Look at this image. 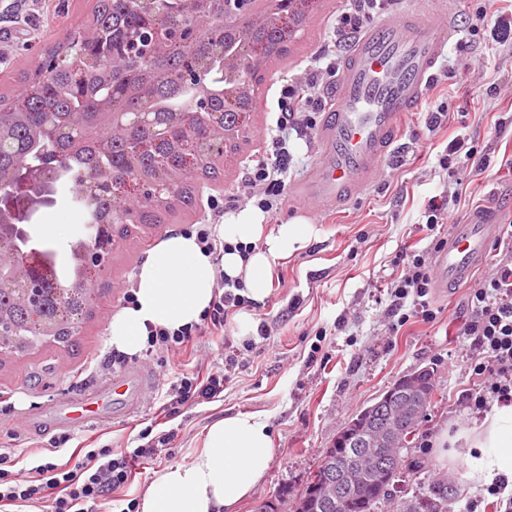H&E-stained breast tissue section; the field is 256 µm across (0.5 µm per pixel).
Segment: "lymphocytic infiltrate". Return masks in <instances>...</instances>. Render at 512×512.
Returning a JSON list of instances; mask_svg holds the SVG:
<instances>
[{"instance_id": "lymphocytic-infiltrate-1", "label": "lymphocytic infiltrate", "mask_w": 512, "mask_h": 512, "mask_svg": "<svg viewBox=\"0 0 512 512\" xmlns=\"http://www.w3.org/2000/svg\"><path fill=\"white\" fill-rule=\"evenodd\" d=\"M401 0H350L337 10L327 25L329 44L315 56L305 77L285 80L277 99L278 116L268 129L265 150L249 163L233 192L207 199L210 218L197 225L196 239L204 253L221 255L230 244L219 237L216 226L239 198L255 200L259 210L274 214L288 202V131L297 129L312 138L328 104L343 55L355 36ZM500 259L491 274L468 297L469 317L457 328L458 335L473 339L478 348L469 368L472 388L464 390L459 401L466 408L481 411L490 400L512 402V225H506ZM432 284L425 252L407 257L400 274L391 283L393 313L400 322L411 314L431 318L425 300ZM242 282L220 279L214 299L200 321L176 330L153 327L145 342L146 356L186 355L196 336H220L230 314L246 299ZM223 370L195 368L173 382L157 406L158 416L171 420L188 406L213 401L224 392ZM137 447L112 452L90 442L73 448L65 438L40 448H0V508L26 506L35 512H135V502L116 507L112 495L132 479L131 465L140 459H153L168 445L172 433L154 434L152 427L138 433Z\"/></svg>"}]
</instances>
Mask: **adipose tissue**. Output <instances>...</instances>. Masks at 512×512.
I'll list each match as a JSON object with an SVG mask.
<instances>
[{"mask_svg":"<svg viewBox=\"0 0 512 512\" xmlns=\"http://www.w3.org/2000/svg\"><path fill=\"white\" fill-rule=\"evenodd\" d=\"M216 231L230 243L250 245L248 257L231 250L217 259L203 254L194 236L169 233L138 269L134 304L112 318L114 347L133 354L148 327L174 330L199 322L221 277L242 281L249 299L263 301L278 260L304 248L317 234L315 225L296 220L266 225L257 210L230 217ZM465 439L463 464L474 487H486L501 475L512 480V405L496 409ZM272 457L270 426L263 414L226 415L207 426L202 449L189 461L155 473L138 512H236L267 475Z\"/></svg>","mask_w":512,"mask_h":512,"instance_id":"ef3b65f1","label":"adipose tissue"}]
</instances>
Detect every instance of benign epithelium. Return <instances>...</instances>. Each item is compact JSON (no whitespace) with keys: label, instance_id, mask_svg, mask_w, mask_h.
I'll list each match as a JSON object with an SVG mask.
<instances>
[{"label":"benign epithelium","instance_id":"benign-epithelium-1","mask_svg":"<svg viewBox=\"0 0 512 512\" xmlns=\"http://www.w3.org/2000/svg\"><path fill=\"white\" fill-rule=\"evenodd\" d=\"M307 0H224V41L235 33L237 21L256 11L271 18L278 25L288 24V18L305 9ZM260 53L254 45L238 43L235 48L224 47V71H234L236 84L224 89V110L236 106V97L247 90L254 80L242 70H234V59L243 52ZM101 116L112 134H125L133 128L154 126L165 116L160 112L142 109L136 112H115L110 110L108 97L98 101ZM250 113H239L236 125L215 127L217 134L209 142L210 152L221 159L226 153L224 144L239 141L246 137ZM61 180V171L42 164L29 163L24 168L0 178V291L15 295L19 302L31 312L32 324L16 325L9 314L0 310V356L26 353L46 344L61 342L58 326L67 324L76 328L92 314L93 304L100 287V274L105 269L111 253L112 224L129 222L139 210L167 204L172 201L177 180L172 175L163 179H153V192L141 199L140 209H130L112 213L110 224L85 225L93 243L80 240L72 245L75 260L76 281L88 285V305L79 309L62 308L57 312L58 319H39L38 312L44 304L64 292L54 277L51 265L44 253L36 247L29 233L20 225L21 208L31 201L48 184ZM73 196L81 201H89L95 192H108L111 196H134L139 194L138 186L129 180H116L108 170L101 172L99 181L71 184ZM430 372L424 367L399 377L372 405L363 409L352 421L344 425L336 435L339 447L362 448L364 452L351 456L361 469H371L376 479L358 483L354 480L352 468L343 465L344 455H336V469L328 470L323 483L308 489L302 499V507L310 509L313 502L336 503L341 512H348L353 503L368 499L370 494H394L388 485V472L400 460V447L411 438V425L425 414L429 399L423 388L422 378Z\"/></svg>","mask_w":512,"mask_h":512}]
</instances>
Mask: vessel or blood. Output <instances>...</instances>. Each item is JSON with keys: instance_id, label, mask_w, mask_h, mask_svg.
Returning <instances> with one entry per match:
<instances>
[{"instance_id": "b4317fda", "label": "vessel or blood", "mask_w": 512, "mask_h": 512, "mask_svg": "<svg viewBox=\"0 0 512 512\" xmlns=\"http://www.w3.org/2000/svg\"><path fill=\"white\" fill-rule=\"evenodd\" d=\"M452 36L451 25L438 13L421 10L382 17L359 35L344 57L333 101L316 132L320 158L290 189L296 208L307 215L317 207L340 208L376 179L404 116L425 97ZM501 236L497 215L488 211L455 224L435 253V287L470 282ZM112 382L132 388L136 410L154 379L137 368L113 373Z\"/></svg>"}]
</instances>
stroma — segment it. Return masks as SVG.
I'll use <instances>...</instances> for the list:
<instances>
[{
	"instance_id": "obj_1",
	"label": "stroma",
	"mask_w": 512,
	"mask_h": 512,
	"mask_svg": "<svg viewBox=\"0 0 512 512\" xmlns=\"http://www.w3.org/2000/svg\"><path fill=\"white\" fill-rule=\"evenodd\" d=\"M96 0H0V97L11 98L19 78L33 68L40 50L55 44L91 15ZM347 0H314L307 25L297 32L288 56L274 67L280 79L300 77L299 63L323 43L326 22ZM406 7L436 9L456 30L449 43L444 67L447 80L430 90L421 108L407 116L395 144L402 165L384 169L376 180L340 209L327 211L326 221L310 216L318 235L303 249L279 260L274 283L260 303L245 305V313L259 325V332L243 333L239 316L229 318L223 335L197 337L202 363L237 361L215 401L188 409L169 421L174 433L171 446L160 458L138 462L135 477L124 489L127 497L143 494L155 472L188 461L203 445L206 427L235 412H262L269 416L273 461L266 477L237 512H253L262 500L282 486L302 489L310 470L338 431L364 407L373 403L399 376L422 367L433 371L434 393L421 431L439 435L476 430L482 416L460 406L458 397L470 388L467 364L474 350L466 337L449 325V315H469V286L447 297H431L436 317L410 319L398 324L388 313L393 262L402 250H424L430 241L419 225L428 202L452 191L461 180L467 191L453 213L461 221L494 208L503 220L512 219V169L504 164L512 156V125L497 120L512 110V41L493 39L487 17L504 9L503 0H406ZM274 90H262L250 115L251 136L240 146L237 158L224 163L215 180L197 183L191 207L176 209L163 224H135L128 237L116 239L103 273L106 290L95 302L96 315L84 321L74 339L77 351L63 352L53 344L32 355H7L0 359V445L33 448L68 436L81 440L99 437L112 448L137 445L139 427L149 425L154 399L184 372L180 357L169 355L148 364L156 384L151 398L139 411L128 414L124 397L106 396L105 418L64 430L52 410L77 397L85 381L77 372L103 355L111 345L112 317L122 308V288L134 279L141 263L167 233L184 230L206 215L209 195L223 193L241 176L247 160L262 153V135L272 119ZM447 105V128L428 132L427 108ZM464 137L489 167L481 173L459 164L448 177L437 161L453 137ZM86 214L71 201L65 187L49 189L31 205L23 223L41 248L56 254L58 273L72 272L71 245L85 233ZM59 225L61 234L46 235L45 225ZM252 349H244L245 341ZM412 456L421 458L418 472H404L399 490L381 512H401L416 493L431 482L448 485V508L461 512L476 495L458 460L466 452L455 444L454 463L442 459L437 446L411 443Z\"/></svg>"
}]
</instances>
